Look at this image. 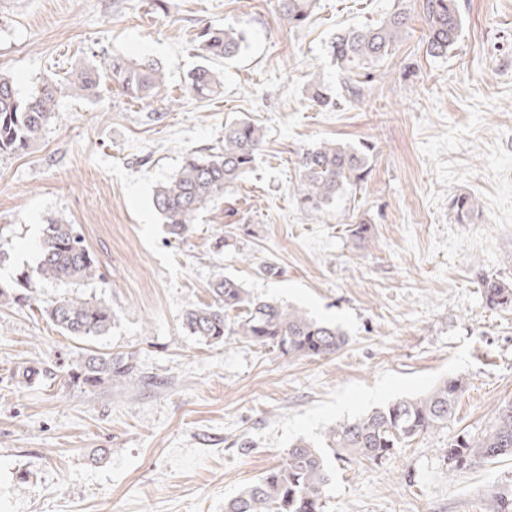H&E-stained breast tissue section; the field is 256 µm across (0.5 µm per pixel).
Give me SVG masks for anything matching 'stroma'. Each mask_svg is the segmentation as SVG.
Masks as SVG:
<instances>
[{"label": "stroma", "instance_id": "stroma-1", "mask_svg": "<svg viewBox=\"0 0 512 512\" xmlns=\"http://www.w3.org/2000/svg\"><path fill=\"white\" fill-rule=\"evenodd\" d=\"M456 2L460 38L434 57L422 0H315L301 28L277 0H0V73L20 96L116 51L166 76L148 103L108 78L92 97L59 98L33 149L0 154V284L35 265L49 216L76 225L99 271L0 307V512H224L298 439L326 447L336 423L447 378L464 383L447 427L379 463L333 461L327 512H493L512 495V459L453 469L441 453L512 402V312L488 309L477 283L512 281V0ZM398 11L408 27L360 101L313 106L311 82L342 90L336 34ZM210 24L245 41L212 63L222 93L198 101L187 85ZM237 120L265 133L254 168L169 240L156 185L187 154L219 150ZM326 142L372 144L370 172L310 213L296 159ZM458 195L477 204L471 223L454 221ZM359 220L372 226L363 242L347 230ZM267 261L280 276L260 273ZM225 275L340 326L345 347L311 359L190 336L183 314L211 303L209 284ZM75 296L111 307L91 348L132 355L134 380H67L79 344L37 309ZM27 366L56 377L24 380Z\"/></svg>", "mask_w": 512, "mask_h": 512}]
</instances>
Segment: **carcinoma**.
I'll list each match as a JSON object with an SVG mask.
<instances>
[{"mask_svg": "<svg viewBox=\"0 0 512 512\" xmlns=\"http://www.w3.org/2000/svg\"><path fill=\"white\" fill-rule=\"evenodd\" d=\"M314 0H278L279 12L293 28L309 21ZM422 13L427 26V51L432 56L448 54L459 39L463 19L456 0H423ZM404 12L389 22L369 29H354L336 36L329 47L336 65L346 74L344 100L354 102L362 94L352 79L358 69H369L389 54L406 27ZM243 37L233 28L205 26L198 33V47L204 64L191 74L188 91L204 100L220 93L219 74L208 62L236 56ZM112 81L124 96L143 102L157 98L164 85L161 66L151 59H134L112 53L105 63ZM100 80L98 69L81 67L65 82L45 84L35 94L22 98L13 78L0 73V154L21 153L42 137L55 118L56 99L63 95L85 98L93 94ZM310 100L320 107L338 105L322 85L312 84ZM264 144L262 130L248 122L224 126V147L218 153L188 155L170 179L159 184L153 204L162 216L166 233L182 239L190 230L195 214L213 198L247 174ZM360 148L328 143L300 154L297 200L310 212H317L348 186L368 176L367 153ZM475 201L458 196L452 202L458 224H467L475 211ZM95 257L84 245L72 224L46 218L37 264L17 274L15 285L0 286V305L30 301L27 291L43 283L78 284L95 276ZM479 288L486 307L507 311L512 308V283L493 275L479 277ZM213 302L188 310L183 324L190 335L211 344H221L234 336L260 349L272 347L283 355L321 359L338 353L346 344L339 327L318 321L307 313L287 308L271 300L252 296L234 277L224 276L212 283ZM41 317L66 336L88 342L105 336L112 327V309L103 301L80 297L62 298L39 309ZM70 380L94 388L105 382L122 384L135 378L131 357H118L90 351L76 361ZM463 383L457 378L440 382L431 391L412 398H399L351 421L333 427L328 447L333 456L346 461L380 462L388 459L404 443L443 428L454 417ZM444 459L454 468H464L477 459L512 457V403L499 409L490 428L477 438L458 436L443 449ZM333 474L323 449L300 439L285 453L281 463L233 498L224 502V512H326V489Z\"/></svg>", "mask_w": 512, "mask_h": 512, "instance_id": "carcinoma-1", "label": "carcinoma"}]
</instances>
